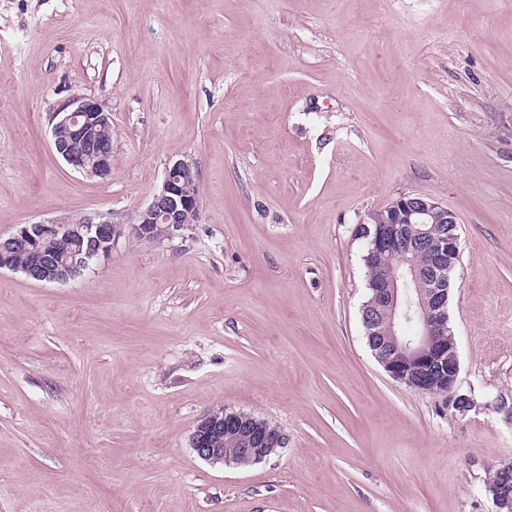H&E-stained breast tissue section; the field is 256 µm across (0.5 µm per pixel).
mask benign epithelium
<instances>
[{
    "label": "benign epithelium",
    "mask_w": 512,
    "mask_h": 512,
    "mask_svg": "<svg viewBox=\"0 0 512 512\" xmlns=\"http://www.w3.org/2000/svg\"><path fill=\"white\" fill-rule=\"evenodd\" d=\"M111 124L110 113L104 105L91 97L74 96L54 113L51 136L56 153L74 171L85 177L105 178L111 173L112 153L100 151L85 157L72 150L73 143L85 140L90 133L99 132ZM198 179V172L184 160L169 162L161 186L150 202L135 216L137 223L150 224L152 229L143 233L148 242L172 240L183 235L188 226L199 223L200 199L185 192V185ZM384 226L374 235L367 236L369 250L374 255L391 256L403 263L402 274L390 280H380L370 289V299L361 308V318L368 328V345L386 373L396 382L417 392L427 391L428 381L438 371H448V391L443 393L448 411L464 416L478 407L471 395L461 394L459 382L460 359L455 334L448 326L449 289L443 285L442 275L448 259L460 253L459 235L455 233L456 215L420 195H403L385 207ZM418 224V244L427 247L433 265L426 274L406 257L411 244L402 236L406 225ZM448 225V231L438 232L436 225ZM68 234L87 240L86 251L72 255L68 260H54L42 251L29 252V261L19 266L5 255V248L19 244L25 246L45 236ZM118 226L110 219L84 216L62 221L23 224L9 235H0V268L20 272L37 282H66L82 274L96 259H106L118 244ZM431 283L429 293L414 292L411 285L419 284L422 277ZM431 311L418 313L424 305ZM388 312L389 318L379 325L376 310ZM417 324L415 339L401 336L404 322ZM236 428L242 432L245 447L239 452L260 462L269 450L286 443L279 429L255 431L243 425L242 416L222 409L209 412L191 435V446L196 455L212 464L230 465L224 457V429ZM508 476V489L491 486L496 512H512V463L501 467Z\"/></svg>",
    "instance_id": "7a95c632"
}]
</instances>
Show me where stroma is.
I'll return each mask as SVG.
<instances>
[{"label":"stroma","instance_id":"1","mask_svg":"<svg viewBox=\"0 0 512 512\" xmlns=\"http://www.w3.org/2000/svg\"><path fill=\"white\" fill-rule=\"evenodd\" d=\"M76 95L112 173L55 152ZM200 219L64 284L0 270V512H495L512 462V0H0V233L133 221L169 160ZM403 194L457 217L464 416L395 382L361 321L360 227ZM278 426L247 468L190 443ZM51 136L56 153L74 171L85 177L105 178L111 173L112 151H100L95 156L85 157L95 146L112 148V128L98 134L95 143L88 140L91 132L103 131L111 124L110 113L97 99L73 96L54 113ZM225 409L212 410L196 426L191 435V446L196 455L212 464H224L233 466L228 459L224 457V448L226 453L232 457L237 467H247L252 464L251 459L236 453L239 452L250 456L254 461L261 462L265 459L269 450L282 447L286 443L285 434L278 428L268 430L274 427V424L255 417L254 415L243 413L249 418L251 427L259 429L254 431L252 428L243 425L242 416L238 413L224 411ZM236 428L242 432V440L248 448H244L237 438V431L227 428ZM223 445V448H220ZM256 447V448H251ZM275 450V451H276ZM270 452L269 456L275 453Z\"/></svg>","mask_w":512,"mask_h":512}]
</instances>
